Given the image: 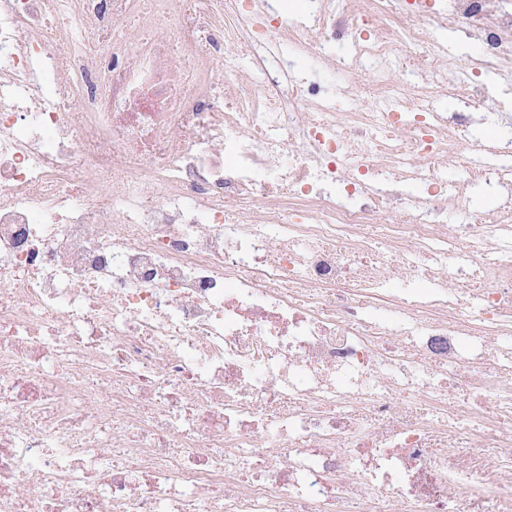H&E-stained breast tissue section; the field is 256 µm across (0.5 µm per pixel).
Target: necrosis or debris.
<instances>
[{"label": "necrosis or debris", "mask_w": 512, "mask_h": 512, "mask_svg": "<svg viewBox=\"0 0 512 512\" xmlns=\"http://www.w3.org/2000/svg\"><path fill=\"white\" fill-rule=\"evenodd\" d=\"M317 3L343 74L419 40V0ZM438 17L478 46L441 95H487L512 0ZM305 31L0 0V512H512V205L448 222L512 169L384 69L372 111L244 73Z\"/></svg>", "instance_id": "4bbe7bcc"}]
</instances>
